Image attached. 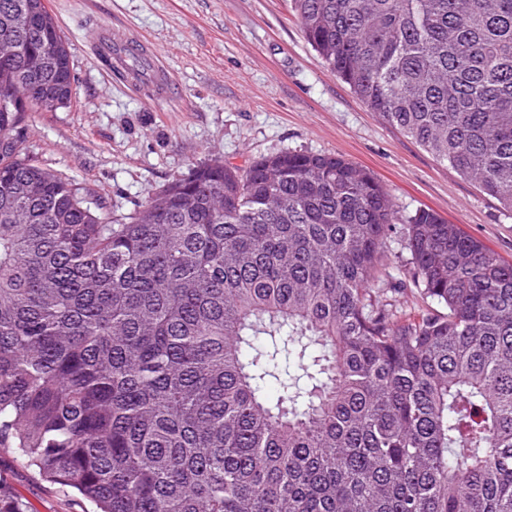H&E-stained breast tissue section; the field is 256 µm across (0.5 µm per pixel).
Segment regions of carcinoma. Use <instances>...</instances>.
Returning a JSON list of instances; mask_svg holds the SVG:
<instances>
[{
    "label": "carcinoma",
    "instance_id": "1",
    "mask_svg": "<svg viewBox=\"0 0 512 512\" xmlns=\"http://www.w3.org/2000/svg\"><path fill=\"white\" fill-rule=\"evenodd\" d=\"M42 2L0 0V85L49 112L75 78L50 11L16 24ZM292 4L370 111L512 211V0ZM25 116L0 112V448L93 512H512V263L331 153L205 163L114 224ZM398 223L438 310L387 300ZM0 512L27 510L0 487Z\"/></svg>",
    "mask_w": 512,
    "mask_h": 512
}]
</instances>
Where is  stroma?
<instances>
[{"label":"stroma","instance_id":"stroma-1","mask_svg":"<svg viewBox=\"0 0 512 512\" xmlns=\"http://www.w3.org/2000/svg\"><path fill=\"white\" fill-rule=\"evenodd\" d=\"M71 47L73 96L27 113L35 162L80 183L122 221L149 194L219 160L336 153L374 174L400 215L430 208L512 263V212L370 112L305 41L291 0H47ZM165 80L116 67L105 30ZM0 482L29 512H86L71 489L0 451Z\"/></svg>","mask_w":512,"mask_h":512}]
</instances>
